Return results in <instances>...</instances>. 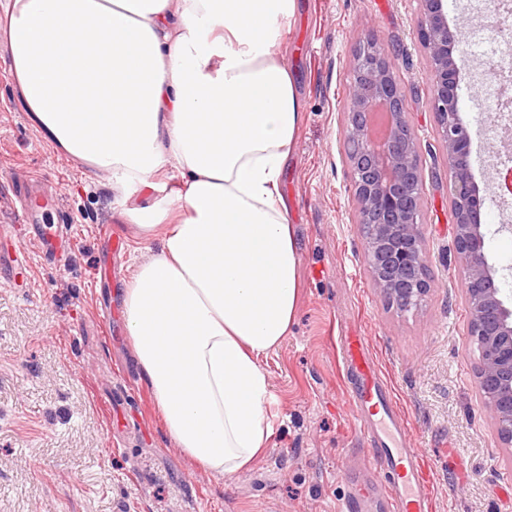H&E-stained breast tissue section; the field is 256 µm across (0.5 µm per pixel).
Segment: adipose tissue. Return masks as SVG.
I'll list each match as a JSON object with an SVG mask.
<instances>
[{"instance_id":"ef3b65f1","label":"adipose tissue","mask_w":512,"mask_h":512,"mask_svg":"<svg viewBox=\"0 0 512 512\" xmlns=\"http://www.w3.org/2000/svg\"><path fill=\"white\" fill-rule=\"evenodd\" d=\"M16 90L49 142L130 198L158 241L124 292L168 435L201 470L250 468L272 432L262 357L286 339L299 253L278 190L303 121L279 57L296 0H6Z\"/></svg>"}]
</instances>
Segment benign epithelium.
Masks as SVG:
<instances>
[{
    "label": "benign epithelium",
    "instance_id": "7a95c632",
    "mask_svg": "<svg viewBox=\"0 0 512 512\" xmlns=\"http://www.w3.org/2000/svg\"><path fill=\"white\" fill-rule=\"evenodd\" d=\"M419 30L433 77L432 106L450 172L454 257L472 312L470 336L478 352L477 385L504 445L512 447V304L496 285L484 250L480 188L471 173V129L461 116L456 28L444 0H420ZM345 105L347 154L357 223L364 231L366 266L376 288L401 311L418 308L428 292L427 255L420 228L419 146L405 110L406 88L385 48L368 38L351 60ZM498 107L512 111V75L499 73ZM495 187L512 194V167L496 168Z\"/></svg>",
    "mask_w": 512,
    "mask_h": 512
}]
</instances>
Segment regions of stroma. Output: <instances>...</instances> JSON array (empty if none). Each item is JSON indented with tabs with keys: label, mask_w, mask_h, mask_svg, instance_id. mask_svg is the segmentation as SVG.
<instances>
[{
	"label": "stroma",
	"mask_w": 512,
	"mask_h": 512,
	"mask_svg": "<svg viewBox=\"0 0 512 512\" xmlns=\"http://www.w3.org/2000/svg\"><path fill=\"white\" fill-rule=\"evenodd\" d=\"M419 0H297L281 54L305 112L280 193L297 239L302 292L287 338L263 365L274 403L265 454L217 477L196 467L161 426L125 329L135 264L155 245L123 213L103 177L34 126L0 39V232L34 260L32 279L0 269V512H384L383 475L346 401L337 336H367L404 415L412 447L436 465L435 512H512V447L477 387L464 280L453 254L449 175L417 36ZM393 55L420 143V225L430 290L402 312L375 288L364 258L346 157L344 106L358 43ZM473 131L471 169L485 185V253L512 299V197L487 187L484 130L496 84L461 80ZM52 199L48 224L70 215L74 241L45 259L20 224L17 196Z\"/></svg>",
	"instance_id": "obj_1"
}]
</instances>
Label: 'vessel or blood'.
<instances>
[{"mask_svg":"<svg viewBox=\"0 0 512 512\" xmlns=\"http://www.w3.org/2000/svg\"><path fill=\"white\" fill-rule=\"evenodd\" d=\"M341 367L350 378L347 397L360 415L370 458L384 475L388 512H430L434 464L405 441L404 423L388 386L379 378L366 336L340 338Z\"/></svg>","mask_w":512,"mask_h":512,"instance_id":"b4317fda","label":"vessel or blood"}]
</instances>
